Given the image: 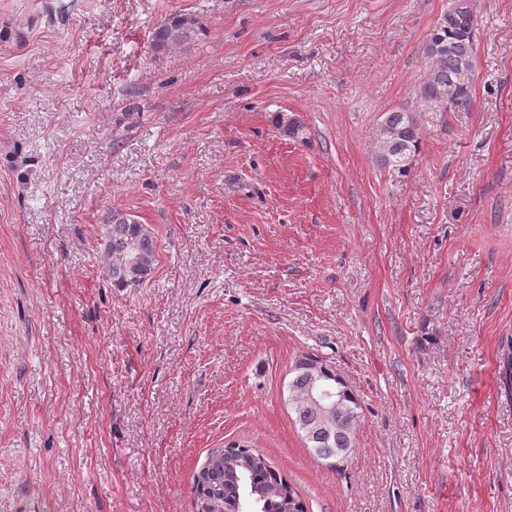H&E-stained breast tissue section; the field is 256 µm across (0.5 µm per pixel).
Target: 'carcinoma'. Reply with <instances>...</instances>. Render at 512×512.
<instances>
[{"mask_svg":"<svg viewBox=\"0 0 512 512\" xmlns=\"http://www.w3.org/2000/svg\"><path fill=\"white\" fill-rule=\"evenodd\" d=\"M476 24L470 0H453L429 33L424 46L427 75L418 93L419 104L426 111L467 106ZM203 32L195 15L176 13L155 28L152 45L161 53L175 46L191 49ZM275 121L288 136L301 137L302 126L287 114H277ZM419 148L416 113L405 109L384 113L378 134L380 165L391 174L405 176ZM103 244L111 259L109 273L114 286L136 288L150 278L156 242L147 225L114 212ZM292 373L288 402L306 448L328 468L344 470L358 450L355 428L362 410L360 401L326 357L301 354ZM314 384L329 389L333 399L315 402ZM192 489L196 512H307L299 494L267 457L244 444L210 449L193 474Z\"/></svg>","mask_w":512,"mask_h":512,"instance_id":"carcinoma-1","label":"carcinoma"}]
</instances>
